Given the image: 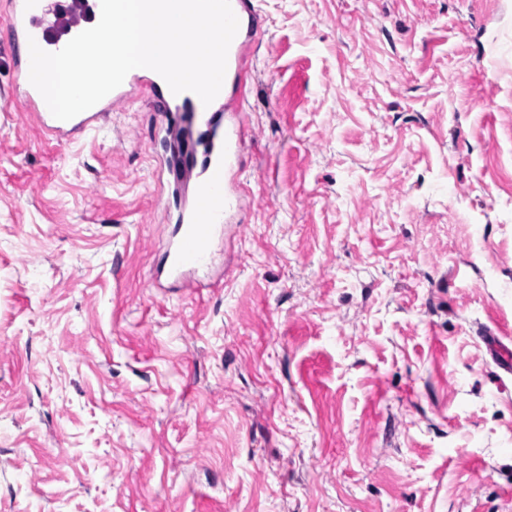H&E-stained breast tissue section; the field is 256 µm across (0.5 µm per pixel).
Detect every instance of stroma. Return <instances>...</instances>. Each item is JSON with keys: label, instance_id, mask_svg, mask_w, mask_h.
<instances>
[{"label": "stroma", "instance_id": "1", "mask_svg": "<svg viewBox=\"0 0 512 512\" xmlns=\"http://www.w3.org/2000/svg\"><path fill=\"white\" fill-rule=\"evenodd\" d=\"M0 0V512H502L512 0H259L240 236L153 288L146 97L26 112ZM484 342L498 367L512 375V349L504 345L498 336H484Z\"/></svg>", "mask_w": 512, "mask_h": 512}]
</instances>
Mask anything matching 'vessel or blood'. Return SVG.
Listing matches in <instances>:
<instances>
[{"mask_svg": "<svg viewBox=\"0 0 512 512\" xmlns=\"http://www.w3.org/2000/svg\"><path fill=\"white\" fill-rule=\"evenodd\" d=\"M230 3L239 28L228 50L224 85L211 104H203L188 91L173 94L160 84L156 71L137 68L96 105L72 119L60 120L32 84L21 86L26 110L43 134L59 143L93 129L112 107L145 93L165 112L167 135L180 128L187 132L200 129L196 144L177 158L181 169L194 174L195 188L182 203L164 256L166 274L175 281L209 270L214 241L224 232V218L241 200L242 151L250 133L242 102L250 78L249 48L262 27V16L257 0ZM88 9L87 0H68L62 7L55 0H10L8 25L21 37L33 38L43 50L56 52L85 30ZM484 342L498 367L512 375V349L493 335Z\"/></svg>", "mask_w": 512, "mask_h": 512, "instance_id": "vessel-or-blood-1", "label": "vessel or blood"}]
</instances>
